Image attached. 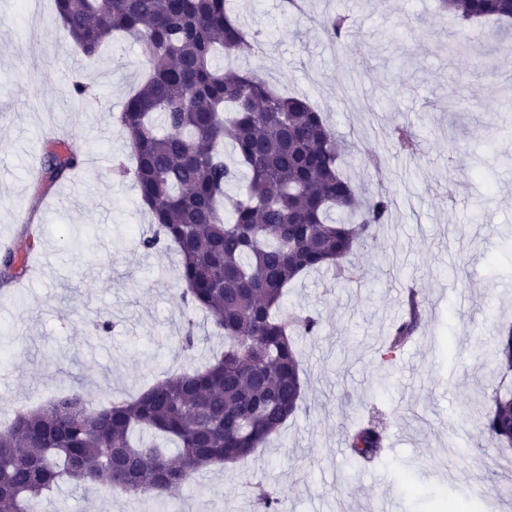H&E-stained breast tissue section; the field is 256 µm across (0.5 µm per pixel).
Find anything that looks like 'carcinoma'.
<instances>
[{"mask_svg":"<svg viewBox=\"0 0 512 512\" xmlns=\"http://www.w3.org/2000/svg\"><path fill=\"white\" fill-rule=\"evenodd\" d=\"M56 20L81 54L98 56L107 36L134 39L144 64L138 90L118 123L129 138L139 201L155 229L140 239L165 242L181 259V299L207 313L224 352L203 366L170 375L130 401L96 405L73 387L36 409H21L0 430V512H42L63 483L97 484L164 507L201 470L252 455L301 408L303 381L296 338L320 321L284 307V290L308 271L342 276L358 250L376 240L392 200L370 196L342 168V146L324 113L234 67L217 54L264 45L233 18L228 0H55ZM464 21L512 23V0H441ZM353 23L338 11L324 29L339 42ZM409 156L418 139L391 130ZM230 142L234 164L224 160ZM81 147L56 142L43 154L34 199L80 165ZM244 180L236 197L226 187ZM18 253L0 254V280L20 278ZM421 315L412 292L381 354L391 362L417 335ZM493 360L512 371V327L499 331ZM484 432L512 447V389L497 390ZM346 445L364 466L379 461L386 427L373 416L346 428ZM265 512H286L281 497L260 489Z\"/></svg>","mask_w":512,"mask_h":512,"instance_id":"cac0c4a2","label":"carcinoma"}]
</instances>
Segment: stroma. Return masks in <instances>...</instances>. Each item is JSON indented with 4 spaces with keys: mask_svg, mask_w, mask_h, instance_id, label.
I'll return each mask as SVG.
<instances>
[{
    "mask_svg": "<svg viewBox=\"0 0 512 512\" xmlns=\"http://www.w3.org/2000/svg\"><path fill=\"white\" fill-rule=\"evenodd\" d=\"M233 0L248 29L269 38L235 61L275 89L307 97L351 156L355 184L389 193L391 219L362 249L347 278L313 271L290 285L286 307L311 312L318 335L301 341L302 409L263 448L187 484L174 512H264L255 484L276 490L288 512H429L440 495L479 496L482 512H512L507 450L481 431L492 393L512 387L487 352L512 326V30L464 24L438 0ZM355 21L342 45L322 23L336 9ZM38 30L19 0H0V244L26 248L28 275L0 290V424L16 410L79 387L95 401L121 400L224 348L202 313L180 300L179 257L139 246L150 233L132 181L111 163L130 149L116 120L138 79L139 47L122 43L88 60L55 20L54 0L35 6ZM470 53L452 56L449 40ZM97 92L75 98L74 79ZM407 123L418 156L399 155L389 132ZM66 136L101 167L82 166L40 202L32 184L44 141ZM381 156L367 166L365 153ZM416 283L421 328L395 363L379 351L403 315L401 288ZM195 320L194 358L179 345ZM108 321L110 331L98 324ZM383 417L385 459L360 469L343 429ZM43 512H152L102 487L64 485Z\"/></svg>",
    "mask_w": 512,
    "mask_h": 512,
    "instance_id": "1",
    "label": "stroma"
}]
</instances>
